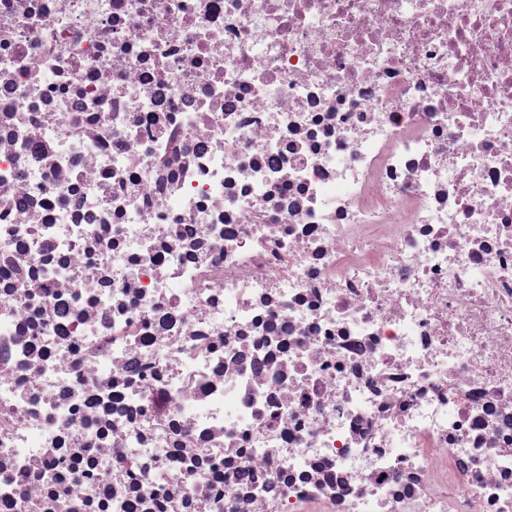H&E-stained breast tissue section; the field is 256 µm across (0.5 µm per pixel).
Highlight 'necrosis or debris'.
Listing matches in <instances>:
<instances>
[{
    "mask_svg": "<svg viewBox=\"0 0 512 512\" xmlns=\"http://www.w3.org/2000/svg\"><path fill=\"white\" fill-rule=\"evenodd\" d=\"M0 512H512V0H0Z\"/></svg>",
    "mask_w": 512,
    "mask_h": 512,
    "instance_id": "necrosis-or-debris-1",
    "label": "necrosis or debris"
}]
</instances>
